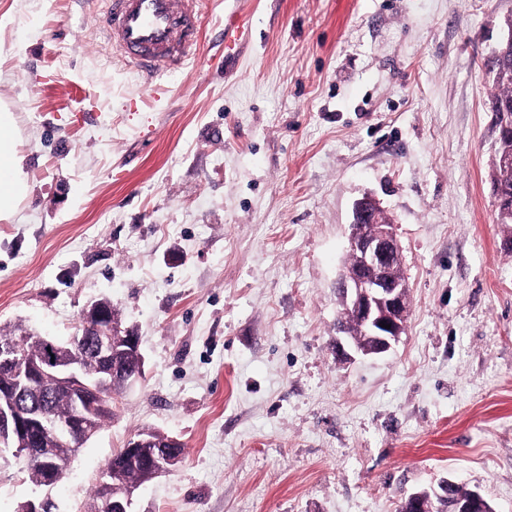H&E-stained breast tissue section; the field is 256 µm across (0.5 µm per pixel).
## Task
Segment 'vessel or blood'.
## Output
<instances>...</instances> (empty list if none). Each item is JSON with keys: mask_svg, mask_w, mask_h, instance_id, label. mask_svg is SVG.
Here are the masks:
<instances>
[{"mask_svg": "<svg viewBox=\"0 0 512 512\" xmlns=\"http://www.w3.org/2000/svg\"><path fill=\"white\" fill-rule=\"evenodd\" d=\"M101 23L114 49L148 78L184 67L196 44V0H105Z\"/></svg>", "mask_w": 512, "mask_h": 512, "instance_id": "obj_1", "label": "vessel or blood"}]
</instances>
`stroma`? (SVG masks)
<instances>
[{
    "mask_svg": "<svg viewBox=\"0 0 512 512\" xmlns=\"http://www.w3.org/2000/svg\"><path fill=\"white\" fill-rule=\"evenodd\" d=\"M102 0H0V104L30 187L0 221V328L68 340L110 299L144 375L51 490L0 462V512H83L127 440L184 448L136 512H397L448 478L512 512V250L485 62L512 0H199L145 82ZM248 38L224 48V18ZM395 226L410 315L330 345L355 201Z\"/></svg>",
    "mask_w": 512,
    "mask_h": 512,
    "instance_id": "1",
    "label": "stroma"
}]
</instances>
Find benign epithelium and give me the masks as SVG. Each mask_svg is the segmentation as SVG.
<instances>
[{
	"mask_svg": "<svg viewBox=\"0 0 512 512\" xmlns=\"http://www.w3.org/2000/svg\"><path fill=\"white\" fill-rule=\"evenodd\" d=\"M498 139L504 147L497 154V165L512 175V123L498 125ZM379 209L371 196L359 199L353 210V222L348 236V256L339 275L337 288L343 309L355 318L359 335L353 336L341 325L336 326L332 344L336 355L350 359L352 355H381L393 349L404 331L407 321L409 285L404 275L394 274L402 267V257L394 225L373 224V213ZM386 327H381V324ZM79 328L72 339L82 340L89 336L93 341V354L101 363L95 371L89 370L80 359H51L54 343L44 338L50 348L40 361H30L21 354L13 342L0 341V367L21 372L27 387L37 386L39 377L50 373L67 383L71 389L72 413L66 419H58L41 410H31L18 405L0 406V458L11 455L31 462L30 473L35 475L38 486L50 490L61 477L64 463L79 451L72 440L85 441L95 434L94 418L97 405L91 403L89 393L110 388L117 380L127 388L141 379L144 357H139V367L134 371L115 372L112 361L119 353L134 350L140 354V337L121 327L109 311L108 299L89 303L82 312ZM34 434L42 442L50 441L56 447L16 448L13 443L25 434ZM155 440L138 433L130 438L122 460L144 459L147 477L153 479L168 472L180 461L174 451L179 444L175 438H167L169 447L154 446ZM455 482L443 479L431 487L428 507H421L423 493L410 494L402 503L403 512H490L489 503L477 492L461 500L453 497L449 489ZM101 500L104 512H134L133 503L137 488H131L122 498L110 495L106 481H101Z\"/></svg>",
	"mask_w": 512,
	"mask_h": 512,
	"instance_id": "benign-epithelium-1",
	"label": "benign epithelium"
}]
</instances>
